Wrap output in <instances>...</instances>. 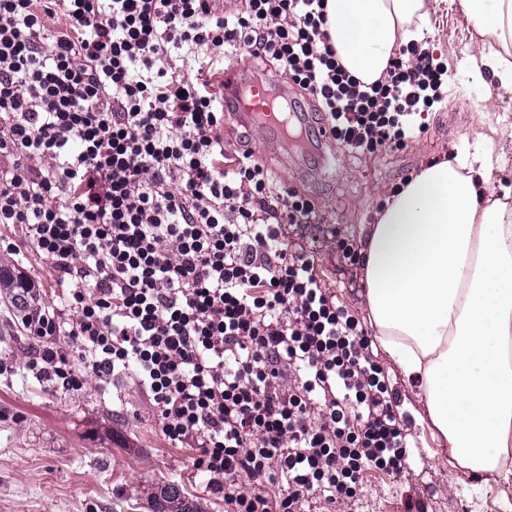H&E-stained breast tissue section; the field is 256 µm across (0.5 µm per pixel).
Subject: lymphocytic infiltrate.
I'll list each match as a JSON object with an SVG mask.
<instances>
[{"instance_id": "obj_1", "label": "lymphocytic infiltrate", "mask_w": 512, "mask_h": 512, "mask_svg": "<svg viewBox=\"0 0 512 512\" xmlns=\"http://www.w3.org/2000/svg\"><path fill=\"white\" fill-rule=\"evenodd\" d=\"M325 24V0L229 15L215 0H0V224L21 225L66 287L59 307L23 291L37 372L74 388L133 372L229 512L341 504L365 469L421 457L373 338L283 245L312 202L251 154L225 165L223 87L171 62L183 46L246 50L308 91L348 151L403 148L447 68L411 43L361 83Z\"/></svg>"}]
</instances>
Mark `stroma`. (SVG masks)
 I'll return each mask as SVG.
<instances>
[{
	"instance_id": "stroma-1",
	"label": "stroma",
	"mask_w": 512,
	"mask_h": 512,
	"mask_svg": "<svg viewBox=\"0 0 512 512\" xmlns=\"http://www.w3.org/2000/svg\"><path fill=\"white\" fill-rule=\"evenodd\" d=\"M424 36L433 57L447 67L448 81L440 101L415 116L422 130L404 148L356 154L328 143L330 168L323 174L260 131L231 120L220 132L227 156L252 152L277 182L313 202L314 223L288 225V248L312 255L323 286L364 324L363 268L342 258L337 237L359 240L383 196L447 154L469 163L485 152L495 162L494 180L512 185V127L502 113L503 106L512 107V92L489 73H478L458 0H445L431 13ZM15 257L20 263L13 274L33 280L46 304L61 305L48 262L19 226L0 224V259ZM36 349L0 288V512H145L149 495L167 483L178 484L203 512H225L223 495L211 492L192 466L196 449L168 444L134 376L91 378L79 389L48 384L30 367ZM379 360L425 461L397 475L366 472L360 496L335 509L314 498L310 512H415L419 501L426 512H512V488L499 493L435 458L436 446L417 420L419 404L387 355Z\"/></svg>"
}]
</instances>
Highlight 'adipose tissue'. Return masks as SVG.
I'll return each instance as SVG.
<instances>
[{
  "label": "adipose tissue",
  "instance_id": "obj_1",
  "mask_svg": "<svg viewBox=\"0 0 512 512\" xmlns=\"http://www.w3.org/2000/svg\"><path fill=\"white\" fill-rule=\"evenodd\" d=\"M438 0H326L342 65L382 78L423 37ZM480 62L512 89V0H459ZM485 157L423 165L361 231L374 338L422 406L421 422L461 469L512 484V188Z\"/></svg>",
  "mask_w": 512,
  "mask_h": 512
}]
</instances>
